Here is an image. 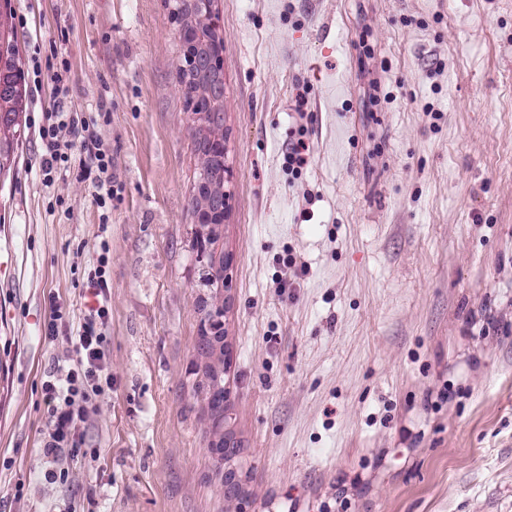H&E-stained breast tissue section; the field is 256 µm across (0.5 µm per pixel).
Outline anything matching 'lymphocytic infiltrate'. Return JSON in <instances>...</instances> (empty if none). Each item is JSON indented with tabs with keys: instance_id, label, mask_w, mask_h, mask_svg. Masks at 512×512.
Masks as SVG:
<instances>
[{
	"instance_id": "1",
	"label": "lymphocytic infiltrate",
	"mask_w": 512,
	"mask_h": 512,
	"mask_svg": "<svg viewBox=\"0 0 512 512\" xmlns=\"http://www.w3.org/2000/svg\"><path fill=\"white\" fill-rule=\"evenodd\" d=\"M74 127L72 116L63 110L46 113L45 123L39 129L45 145L40 158L43 171L52 172L65 161L61 142ZM88 288L94 302L76 336L71 337L62 364L58 365L53 378L43 384L49 430L41 453L47 458H58L64 449L84 445L90 418L89 397L103 394L105 384L112 381L111 367L103 349L102 329L109 319L104 270L98 268L89 275Z\"/></svg>"
}]
</instances>
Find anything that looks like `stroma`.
I'll use <instances>...</instances> for the list:
<instances>
[{"label": "stroma", "instance_id": "35a3bbf8", "mask_svg": "<svg viewBox=\"0 0 512 512\" xmlns=\"http://www.w3.org/2000/svg\"><path fill=\"white\" fill-rule=\"evenodd\" d=\"M0 512H224L196 370V157L165 0H11ZM242 512H512V0H220ZM93 121L42 174L51 77ZM303 125L291 117L298 94ZM306 134L312 159L289 174ZM112 155L97 205L79 162ZM104 267L112 388L41 455L42 383ZM60 338H44L50 302ZM5 51L12 56L13 63V73L12 84H11V95L9 98L10 108L7 112V124L6 130L3 131V135H0V174H5L10 170L12 164L14 163V153L15 148L19 144V141L24 135L25 122L23 124L22 114H23V94H22V84H23V72L22 67L20 65V58L18 54V49L15 41V37L13 43H8L5 47ZM24 85V84H23ZM311 148L306 134H299V138L288 147V154L285 157L288 164V171L292 174H300L302 169L310 162Z\"/></svg>", "mask_w": 512, "mask_h": 512}]
</instances>
